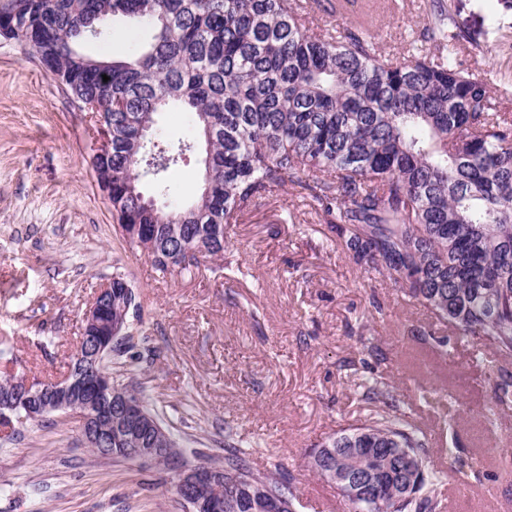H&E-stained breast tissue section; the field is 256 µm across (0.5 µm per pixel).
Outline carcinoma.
Here are the masks:
<instances>
[{
	"label": "carcinoma",
	"instance_id": "1",
	"mask_svg": "<svg viewBox=\"0 0 512 512\" xmlns=\"http://www.w3.org/2000/svg\"><path fill=\"white\" fill-rule=\"evenodd\" d=\"M108 16L153 31L141 53L108 62L80 51ZM0 37L29 42L73 97L112 110V216L135 228L161 272H191L224 255L230 225L276 188L297 185L319 204L353 263L393 281L459 336L512 356V117L456 47L477 35L438 13L422 49L394 58L364 30L310 31L299 0H0ZM187 112L210 145L196 199L176 202L162 176L193 144L145 160L131 121L158 135V114ZM155 194L141 198L140 165ZM195 250L200 257L187 255ZM24 377L0 376L21 398ZM364 398L385 409L322 443L310 469L370 475L372 498L350 512H435L425 438L380 384ZM224 434V512H256L248 490L288 501L291 488L254 471Z\"/></svg>",
	"mask_w": 512,
	"mask_h": 512
}]
</instances>
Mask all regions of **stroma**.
Masks as SVG:
<instances>
[{
	"label": "stroma",
	"instance_id": "stroma-1",
	"mask_svg": "<svg viewBox=\"0 0 512 512\" xmlns=\"http://www.w3.org/2000/svg\"><path fill=\"white\" fill-rule=\"evenodd\" d=\"M382 49L406 54L432 0H375ZM455 24L483 34L486 55L462 54L512 113V9L498 0H443ZM82 44L98 59L141 50L149 31L108 17ZM98 128L17 41L0 37V341L28 377L59 379L100 285L135 287L140 359L106 364L134 382L184 463L224 462L232 429L247 460L290 484L296 512H348L335 484L309 468L315 445L364 422L387 385L427 440L425 477L437 512H512V357L453 334L402 299L388 278L343 251L306 191L285 186L230 229L223 259L194 274L162 273L123 238L91 158ZM235 272L225 275V263ZM494 416H487V407ZM172 474L138 459L103 458L63 413L0 429V512H184Z\"/></svg>",
	"mask_w": 512,
	"mask_h": 512
}]
</instances>
